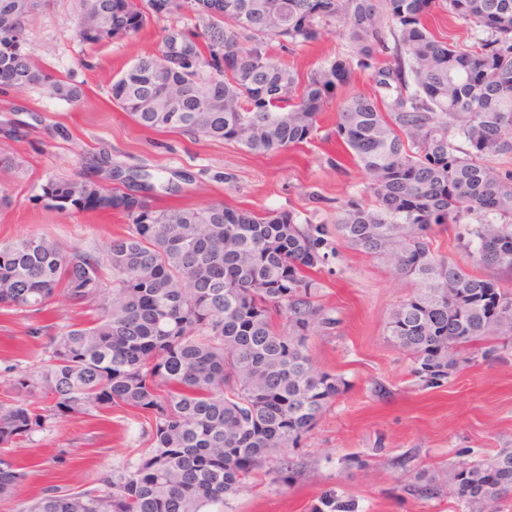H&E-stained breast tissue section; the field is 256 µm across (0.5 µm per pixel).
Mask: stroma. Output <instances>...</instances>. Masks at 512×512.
Here are the masks:
<instances>
[{
    "instance_id": "1",
    "label": "stroma",
    "mask_w": 512,
    "mask_h": 512,
    "mask_svg": "<svg viewBox=\"0 0 512 512\" xmlns=\"http://www.w3.org/2000/svg\"><path fill=\"white\" fill-rule=\"evenodd\" d=\"M82 0H38L26 28V48L54 75L83 83L86 98L75 106L38 86L25 91L0 87V123L20 122L24 137L0 142V242L47 235L67 246L104 248L125 233L118 211L62 214L40 201L47 181L90 175L102 153L123 169L149 172L154 180L177 185L155 197L165 208L224 202L258 214L272 210L308 211L305 189L323 202L317 224L333 225L336 208L362 189L364 173L336 170L327 163L336 152L329 140L336 118L328 102L320 129L307 144L269 154L250 153L237 144L195 138L173 131L147 130L114 104L113 79L160 42L164 21L152 20L137 34L110 42H80L75 29ZM352 44L341 25L316 43L297 47L273 44L272 53L301 72L347 55ZM65 126L69 139L51 133ZM340 261L334 274H322L321 303L335 310V334L315 336L310 350L325 371L341 376L346 387L320 417L300 447L289 450L297 467L291 485L275 475L256 473L243 491L230 496L224 512H309L329 489L353 504L355 512H455L450 496L431 501L401 500L405 471L392 461L406 451L414 465L433 469L461 453L489 459L512 448V352L492 361L463 366L440 388H425L410 375L409 357L386 336L393 307L415 290L382 260L337 241ZM28 319L0 310V368L39 365L41 344L28 341ZM147 417L126 406L58 421L21 444L15 453L27 478L13 496L0 499V512H24L50 485L89 489L133 462L145 447ZM367 457L366 469L355 460Z\"/></svg>"
}]
</instances>
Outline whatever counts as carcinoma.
<instances>
[{"instance_id": "obj_1", "label": "carcinoma", "mask_w": 512, "mask_h": 512, "mask_svg": "<svg viewBox=\"0 0 512 512\" xmlns=\"http://www.w3.org/2000/svg\"><path fill=\"white\" fill-rule=\"evenodd\" d=\"M99 0L84 3L76 37L103 43L170 24L160 47L112 81L110 93L140 127L173 129L269 153L309 142L336 90L356 72L374 95L336 106V157L364 172L363 189L336 208V235L416 284L386 323L428 388L460 366L512 347V0H438L473 30L467 46L439 39L432 0ZM34 0H0V85L44 86L70 104L82 84L34 62L24 32ZM340 23L353 49L306 80L270 53L269 41L313 43ZM248 34L242 50L237 37ZM100 180H51L42 199L57 212L112 210L127 233L107 249L66 247L45 235L0 243V309L32 319L48 338L30 370L4 369L0 394V497L26 478L13 448L52 423L124 405L149 415L147 447L94 489L46 487L27 512H223L224 500L264 468L291 482L286 452L299 446L344 381L320 368L309 340L339 318L319 301L314 276L336 255L326 229L295 210L263 217L222 202L159 209L145 193ZM457 238L487 274L433 248L435 228ZM96 316L52 333L39 315L55 300ZM51 405H41L42 398ZM400 497L448 494L456 512H499L512 498V451L451 465L448 483L410 469ZM310 512H352L324 492Z\"/></svg>"}]
</instances>
